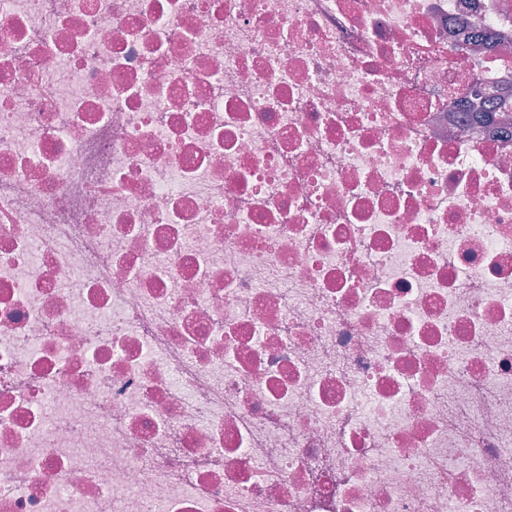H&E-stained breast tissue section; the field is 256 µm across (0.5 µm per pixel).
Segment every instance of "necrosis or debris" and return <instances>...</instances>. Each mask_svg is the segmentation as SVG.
<instances>
[{
	"mask_svg": "<svg viewBox=\"0 0 512 512\" xmlns=\"http://www.w3.org/2000/svg\"><path fill=\"white\" fill-rule=\"evenodd\" d=\"M0 512H512V0H0Z\"/></svg>",
	"mask_w": 512,
	"mask_h": 512,
	"instance_id": "1",
	"label": "necrosis or debris"
}]
</instances>
